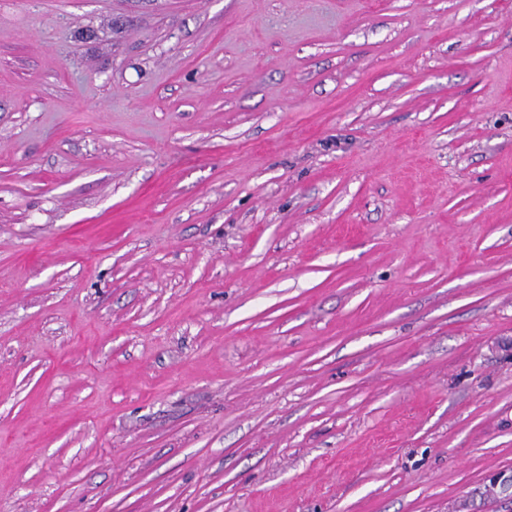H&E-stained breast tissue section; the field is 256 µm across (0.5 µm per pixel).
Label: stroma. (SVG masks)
<instances>
[{"label":"stroma","instance_id":"stroma-1","mask_svg":"<svg viewBox=\"0 0 512 512\" xmlns=\"http://www.w3.org/2000/svg\"><path fill=\"white\" fill-rule=\"evenodd\" d=\"M512 0H0V512H512Z\"/></svg>","mask_w":512,"mask_h":512}]
</instances>
